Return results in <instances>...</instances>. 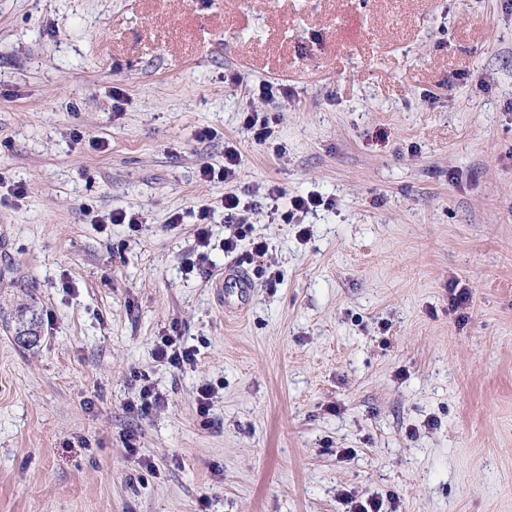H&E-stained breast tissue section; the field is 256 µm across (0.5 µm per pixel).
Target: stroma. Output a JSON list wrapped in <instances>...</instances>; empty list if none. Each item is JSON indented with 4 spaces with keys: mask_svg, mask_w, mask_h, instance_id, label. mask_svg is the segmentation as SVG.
I'll return each instance as SVG.
<instances>
[{
    "mask_svg": "<svg viewBox=\"0 0 512 512\" xmlns=\"http://www.w3.org/2000/svg\"><path fill=\"white\" fill-rule=\"evenodd\" d=\"M228 145L237 181L200 180ZM308 194L324 206L291 218ZM203 208L215 271L252 280L243 312L183 265ZM115 209L142 224H97ZM175 327L195 368L153 356ZM143 375L165 398L144 414ZM347 494L512 512L505 0H0V512Z\"/></svg>",
    "mask_w": 512,
    "mask_h": 512,
    "instance_id": "stroma-1",
    "label": "stroma"
}]
</instances>
